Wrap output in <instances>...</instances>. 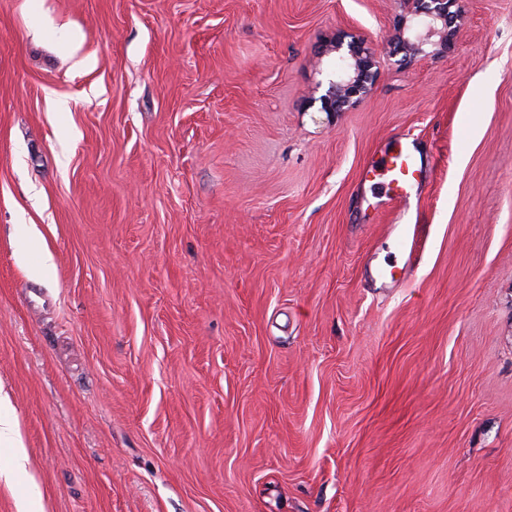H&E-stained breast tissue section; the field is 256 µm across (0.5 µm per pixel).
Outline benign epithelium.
Returning <instances> with one entry per match:
<instances>
[{"label": "benign epithelium", "mask_w": 512, "mask_h": 512, "mask_svg": "<svg viewBox=\"0 0 512 512\" xmlns=\"http://www.w3.org/2000/svg\"><path fill=\"white\" fill-rule=\"evenodd\" d=\"M403 14L399 23L413 26L415 39L403 44L400 62L411 63L424 52L423 46L440 35L453 43L465 15V0H401ZM322 52L333 55L322 93L312 98L321 112H347L374 85L377 51L352 31H342L329 41Z\"/></svg>", "instance_id": "obj_1"}]
</instances>
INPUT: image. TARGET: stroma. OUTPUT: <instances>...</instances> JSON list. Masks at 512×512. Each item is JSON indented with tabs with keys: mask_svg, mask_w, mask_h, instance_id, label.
Listing matches in <instances>:
<instances>
[{
	"mask_svg": "<svg viewBox=\"0 0 512 512\" xmlns=\"http://www.w3.org/2000/svg\"><path fill=\"white\" fill-rule=\"evenodd\" d=\"M466 11L406 66L398 0H0V512H512V0ZM323 52L334 57L324 86L318 84L317 89L322 88V93L311 101L320 103V112L349 111L374 85L377 51L360 35L342 31L319 53ZM369 175H372L371 181L384 189L380 201L383 206L405 200L421 185L422 169L407 134L395 137L385 156L365 167V178ZM418 225L404 224L396 234V245L406 256L405 262L399 268L397 264H386L379 268V276L383 279L395 280L398 270L411 268L414 260ZM8 396L0 389V442L16 448L15 464L23 466L22 441L18 421L7 412Z\"/></svg>",
	"mask_w": 512,
	"mask_h": 512,
	"instance_id": "35a3bbf8",
	"label": "stroma"
}]
</instances>
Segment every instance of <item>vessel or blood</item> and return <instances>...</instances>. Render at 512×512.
Returning a JSON list of instances; mask_svg holds the SVG:
<instances>
[{
	"label": "vessel or blood",
	"mask_w": 512,
	"mask_h": 512,
	"mask_svg": "<svg viewBox=\"0 0 512 512\" xmlns=\"http://www.w3.org/2000/svg\"><path fill=\"white\" fill-rule=\"evenodd\" d=\"M365 172L382 185L387 205L405 200L422 183V169L405 134L395 137L385 156L369 163Z\"/></svg>",
	"instance_id": "1"
}]
</instances>
